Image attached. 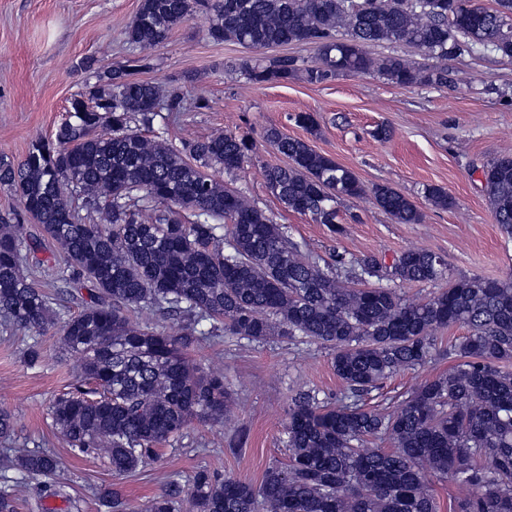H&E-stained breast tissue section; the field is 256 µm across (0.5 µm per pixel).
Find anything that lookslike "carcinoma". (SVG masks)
Returning <instances> with one entry per match:
<instances>
[{
    "label": "carcinoma",
    "instance_id": "carcinoma-1",
    "mask_svg": "<svg viewBox=\"0 0 512 512\" xmlns=\"http://www.w3.org/2000/svg\"><path fill=\"white\" fill-rule=\"evenodd\" d=\"M211 14L207 37L256 50L310 45L314 60L244 62L255 84L301 74L322 84L341 74H379L401 87L448 85V61L477 46L512 58V0H140L123 31L134 55L95 68V84L74 97L54 137L32 143L17 163L0 157V188L22 213L0 214V317L41 335L65 303L81 310L61 327L66 351L81 356L78 382L57 397L50 415L69 447L130 474L182 436L193 421L222 423L230 411L224 370L204 367L189 351L224 334L251 341L287 336L333 350L347 392L290 399L288 462L267 468L257 485L232 475L196 472L187 512H438L433 478L451 480L449 512H512V273L501 279L450 277L442 258L408 248L391 266L401 282L448 281L425 301L388 286L355 287L381 278L372 256L331 263L302 253L287 227L212 172L233 178L255 149L245 135L218 133L174 146L148 136L162 112L183 99L133 77L143 53L165 41L195 8ZM403 43L432 60L399 54L375 58L367 48ZM264 139L288 159L264 171L270 192L289 210L342 233L339 201L371 193L397 224H418L419 208L388 184L370 190L349 168L277 127ZM494 223L512 236V154L483 165ZM435 207L454 199L426 188ZM93 209L87 222L75 201ZM28 218L33 227L21 220ZM68 274L53 294L36 271L43 238ZM451 325L469 334L448 348V372L411 388L392 409L364 397L383 380L424 365L435 333ZM13 418L0 409V512H17L9 471L40 492L77 501L56 478L60 461L39 448L12 446ZM392 448H367L369 440ZM100 512H178L175 495L136 510L117 491L94 492Z\"/></svg>",
    "mask_w": 512,
    "mask_h": 512
}]
</instances>
